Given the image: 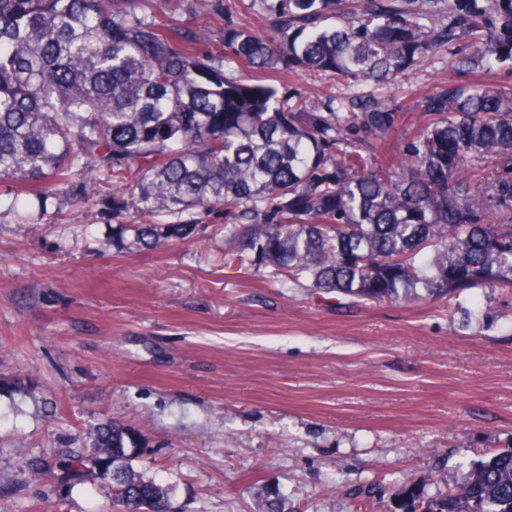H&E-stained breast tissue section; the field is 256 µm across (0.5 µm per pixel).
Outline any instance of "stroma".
Instances as JSON below:
<instances>
[{
	"label": "stroma",
	"mask_w": 512,
	"mask_h": 512,
	"mask_svg": "<svg viewBox=\"0 0 512 512\" xmlns=\"http://www.w3.org/2000/svg\"><path fill=\"white\" fill-rule=\"evenodd\" d=\"M143 13L200 34L224 57V29L268 30L262 0H143ZM465 39L403 80L353 86L329 74L257 71L285 104L326 112L373 94L400 105L409 137L421 100L447 82L512 90V68H457ZM99 178L50 198L44 230L11 209L0 184V512H101L110 486L64 495L20 467L77 447L115 420L140 441L134 466L171 486L173 512H255L263 492L287 512H390L406 484L426 495L512 444V295L467 292L465 321L446 301L350 304L272 273L224 271V218L142 249L115 223ZM382 486L384 496L362 491Z\"/></svg>",
	"instance_id": "stroma-1"
}]
</instances>
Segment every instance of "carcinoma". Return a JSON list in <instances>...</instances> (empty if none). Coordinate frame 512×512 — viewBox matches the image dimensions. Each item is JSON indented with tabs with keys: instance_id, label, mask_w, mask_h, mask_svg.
Here are the masks:
<instances>
[{
	"instance_id": "1",
	"label": "carcinoma",
	"mask_w": 512,
	"mask_h": 512,
	"mask_svg": "<svg viewBox=\"0 0 512 512\" xmlns=\"http://www.w3.org/2000/svg\"><path fill=\"white\" fill-rule=\"evenodd\" d=\"M265 35L224 30L253 69L384 84L438 47L468 37L458 64L512 65V0H453L432 28L388 0L325 25L336 0H262ZM139 0H0V183L44 201L95 174L112 215L153 249L224 211V269H269L286 284L357 302L420 303L468 291L512 293V90L450 83L423 98L427 122L404 142L388 100L359 112H299L276 87L224 71L197 36L138 12ZM366 145L367 153L358 150ZM129 226L117 224L122 235ZM138 441L114 422L34 477L112 485L118 512H170V488L133 465ZM392 512H512V446L434 496L392 494Z\"/></svg>"
}]
</instances>
